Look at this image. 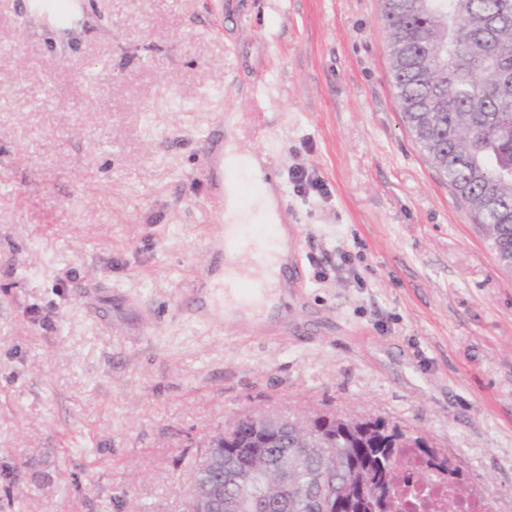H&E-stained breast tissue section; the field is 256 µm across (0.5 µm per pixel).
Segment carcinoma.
Segmentation results:
<instances>
[{"instance_id": "cac0c4a2", "label": "carcinoma", "mask_w": 512, "mask_h": 512, "mask_svg": "<svg viewBox=\"0 0 512 512\" xmlns=\"http://www.w3.org/2000/svg\"><path fill=\"white\" fill-rule=\"evenodd\" d=\"M392 81L403 115L428 161L485 233L498 263L512 271V0H381ZM326 442L299 456L253 437L239 418L224 430L241 466L258 473L260 495L238 494L239 512H275L288 494V512H316L295 499L312 474L334 472L342 490L338 512H405L400 482L448 476L463 485L448 457L419 436L383 418L348 424L321 420ZM418 468H405V454ZM288 457V484L264 478L270 459Z\"/></svg>"}]
</instances>
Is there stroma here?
<instances>
[{"instance_id": "stroma-1", "label": "stroma", "mask_w": 512, "mask_h": 512, "mask_svg": "<svg viewBox=\"0 0 512 512\" xmlns=\"http://www.w3.org/2000/svg\"><path fill=\"white\" fill-rule=\"evenodd\" d=\"M76 6L0 0V512H185L252 409L387 418L512 512V274L404 122L380 0ZM218 121L286 193L269 330L184 307Z\"/></svg>"}]
</instances>
